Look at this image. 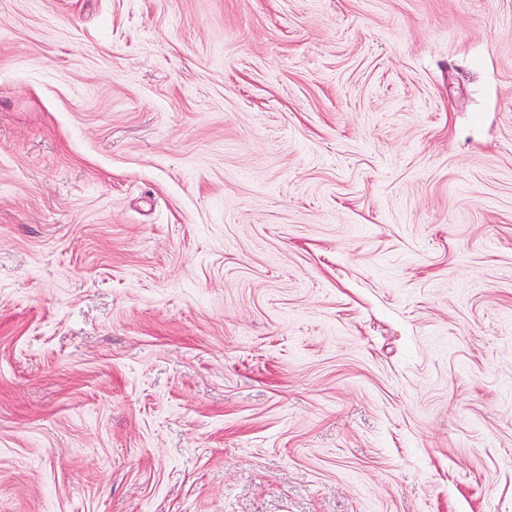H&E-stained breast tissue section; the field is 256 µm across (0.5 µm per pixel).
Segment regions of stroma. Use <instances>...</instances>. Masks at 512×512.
<instances>
[{"instance_id": "obj_1", "label": "stroma", "mask_w": 512, "mask_h": 512, "mask_svg": "<svg viewBox=\"0 0 512 512\" xmlns=\"http://www.w3.org/2000/svg\"><path fill=\"white\" fill-rule=\"evenodd\" d=\"M0 512H512V0H0Z\"/></svg>"}]
</instances>
